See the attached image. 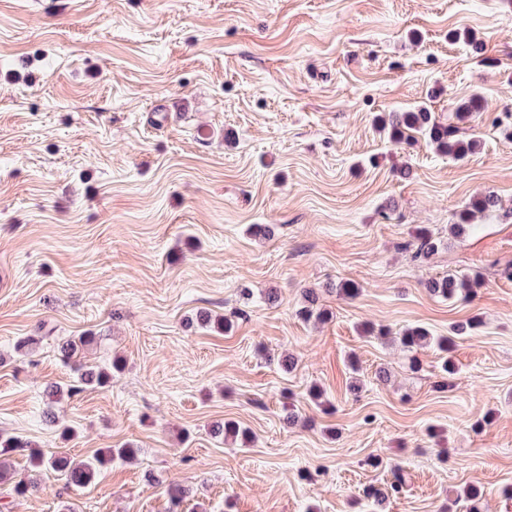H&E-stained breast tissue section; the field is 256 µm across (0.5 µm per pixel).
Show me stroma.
I'll list each match as a JSON object with an SVG mask.
<instances>
[{"mask_svg": "<svg viewBox=\"0 0 512 512\" xmlns=\"http://www.w3.org/2000/svg\"><path fill=\"white\" fill-rule=\"evenodd\" d=\"M417 105L480 148L457 161L374 128ZM507 112L512 0H0V432L77 459L140 450L83 488L34 474L0 512H168L172 481L181 512H374L367 488L398 473L385 512H468L466 486L512 512ZM489 191L499 211L449 237ZM422 228L443 238L425 260ZM449 273L479 276L476 296L426 290ZM307 288L327 323L298 317ZM472 318L454 374L430 347L410 369L406 328ZM89 332L82 361L125 368L56 406L65 440L43 391L72 383L58 345ZM217 420L253 442L225 445ZM210 434L214 438L224 440L226 442H236L239 438L245 442L249 439L247 431L241 429L238 424L233 421H215L210 425Z\"/></svg>", "mask_w": 512, "mask_h": 512, "instance_id": "stroma-1", "label": "stroma"}]
</instances>
